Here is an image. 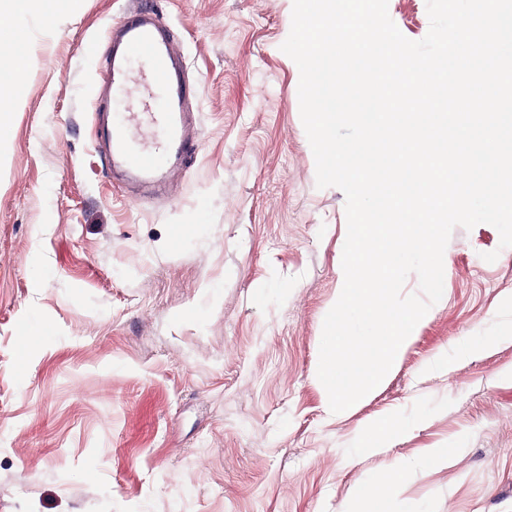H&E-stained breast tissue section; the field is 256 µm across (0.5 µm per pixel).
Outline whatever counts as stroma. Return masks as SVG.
Here are the masks:
<instances>
[{"mask_svg":"<svg viewBox=\"0 0 512 512\" xmlns=\"http://www.w3.org/2000/svg\"><path fill=\"white\" fill-rule=\"evenodd\" d=\"M156 10L200 123L165 192L112 183L94 137L106 37ZM293 0H55L18 19L28 68L0 145V512H341L390 459V512H512V342L427 375L436 353L512 328V247L454 228L442 302L387 386L348 416L317 378L336 301L345 195L318 188ZM402 32L426 0H388ZM165 95L133 63L112 111L140 144ZM181 242H174L175 227ZM498 251L495 262L484 253ZM409 423L351 461L363 423ZM450 448L448 466L426 465Z\"/></svg>","mask_w":512,"mask_h":512,"instance_id":"35a3bbf8","label":"stroma"}]
</instances>
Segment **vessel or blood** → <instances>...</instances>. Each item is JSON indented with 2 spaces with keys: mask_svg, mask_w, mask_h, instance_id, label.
<instances>
[{
  "mask_svg": "<svg viewBox=\"0 0 512 512\" xmlns=\"http://www.w3.org/2000/svg\"><path fill=\"white\" fill-rule=\"evenodd\" d=\"M143 63L156 86L166 97L164 111L153 115L162 139L150 146L130 143L124 128L112 123L96 125V137L110 147L112 169L125 178L143 184H163L171 167L189 165L196 153L194 125L185 106L192 90L179 75L180 58L172 46V36L159 15L142 9L112 29V56L109 60L113 93L127 84L133 62Z\"/></svg>",
  "mask_w": 512,
  "mask_h": 512,
  "instance_id": "vessel-or-blood-1",
  "label": "vessel or blood"
}]
</instances>
